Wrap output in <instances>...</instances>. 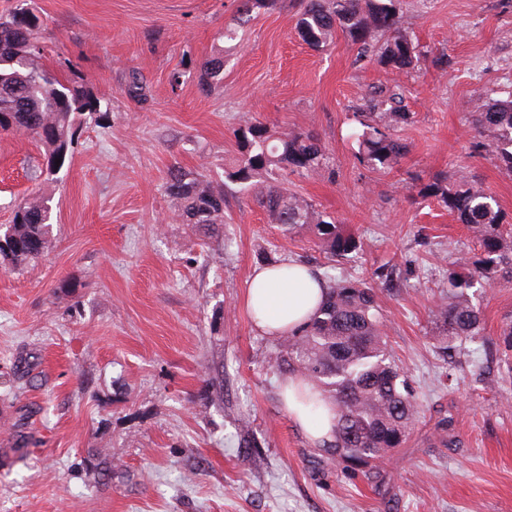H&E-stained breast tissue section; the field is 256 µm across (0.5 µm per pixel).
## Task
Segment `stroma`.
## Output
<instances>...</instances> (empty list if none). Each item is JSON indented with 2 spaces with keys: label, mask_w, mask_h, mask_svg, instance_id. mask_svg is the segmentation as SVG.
Instances as JSON below:
<instances>
[{
  "label": "stroma",
  "mask_w": 512,
  "mask_h": 512,
  "mask_svg": "<svg viewBox=\"0 0 512 512\" xmlns=\"http://www.w3.org/2000/svg\"><path fill=\"white\" fill-rule=\"evenodd\" d=\"M298 2L240 24L238 0H0V14L24 5L39 17L47 69L77 73L109 107L49 180L26 174L34 138L0 134V224L22 199L52 206L48 253L0 271V512H512L499 342L512 285L476 293L484 347L442 352L434 301L478 244L420 196L437 178L473 180L512 223V173L470 130L477 97H512V0H400L422 56L397 77L345 37L306 45ZM219 51L224 79L201 90L200 66ZM134 71L141 103L124 92ZM392 83L414 118L397 131L399 165L375 172L356 158L357 113ZM257 121L318 135L325 172L283 180L354 231L357 254L328 261L241 194L225 199L223 243L172 223L170 169L223 181L237 132ZM289 258L377 290L389 351L424 406L381 482L316 448L282 403L276 340L255 330L245 293L255 267ZM99 450L112 456L108 486L85 464Z\"/></svg>",
  "instance_id": "35a3bbf8"
}]
</instances>
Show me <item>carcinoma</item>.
<instances>
[{
  "instance_id": "cac0c4a2",
  "label": "carcinoma",
  "mask_w": 512,
  "mask_h": 512,
  "mask_svg": "<svg viewBox=\"0 0 512 512\" xmlns=\"http://www.w3.org/2000/svg\"><path fill=\"white\" fill-rule=\"evenodd\" d=\"M398 0H300L297 31L308 46L321 50L338 34L357 47V56L372 55L394 76L413 70L419 51L403 27ZM281 0H240L239 20L255 9L273 10ZM39 19L26 8L0 15V133H22L45 148L42 161L32 165L30 178L60 170L55 160L72 154L84 125L97 121L100 100L78 77L60 80L41 63L44 46ZM224 79V55L207 60L200 75L205 90ZM128 96L147 100L146 85L131 74ZM400 86L370 92L358 113L364 127L358 159L373 170L392 169L407 147L395 127L411 120L404 110ZM475 129L491 133L489 143L477 141L499 167L512 172V99L478 98L472 113ZM238 156L225 170V182L181 169L169 173L166 191L178 203L176 221L191 224L204 237L224 239V197L228 184L250 196L284 235L305 231L331 258L358 251L356 236L319 212L307 199L288 191L279 171L290 169L320 175L328 158L311 131L273 130L258 123L237 133ZM422 195L442 203L455 220L476 237L480 253L460 257L448 268L446 289L440 292L434 316L436 339L445 349H462L482 340L481 311L468 290L504 280L512 282V225L505 224L497 199L480 184H450L435 179ZM49 199H27L17 206L14 220L0 231V269L17 270L36 261L51 245ZM460 266L472 267L464 275ZM327 299L305 329L280 336L270 355V367L283 376L311 382L322 400L336 412L333 440L322 445L331 457L367 478L380 477L379 464L407 440L422 408L407 377L389 353L382 332L376 289L366 280H336L324 272Z\"/></svg>"
}]
</instances>
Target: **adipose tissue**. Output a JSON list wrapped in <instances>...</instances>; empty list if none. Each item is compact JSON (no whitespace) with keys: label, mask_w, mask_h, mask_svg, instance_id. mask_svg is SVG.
Wrapping results in <instances>:
<instances>
[{"label":"adipose tissue","mask_w":512,"mask_h":512,"mask_svg":"<svg viewBox=\"0 0 512 512\" xmlns=\"http://www.w3.org/2000/svg\"><path fill=\"white\" fill-rule=\"evenodd\" d=\"M326 294L321 276L309 266L285 260L255 268L246 292V305L255 329L267 336L296 330L315 313ZM307 382L292 378L281 389V398L292 421L311 442L330 441L336 416L331 406L306 403Z\"/></svg>","instance_id":"ef3b65f1"}]
</instances>
